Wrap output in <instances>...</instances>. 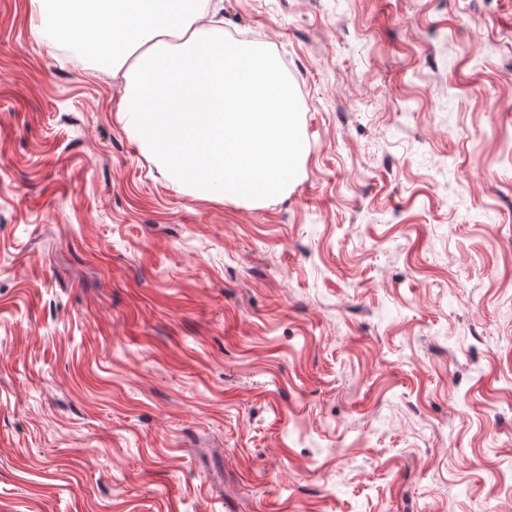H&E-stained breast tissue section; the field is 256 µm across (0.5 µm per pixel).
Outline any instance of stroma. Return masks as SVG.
Here are the masks:
<instances>
[{
  "label": "stroma",
  "mask_w": 512,
  "mask_h": 512,
  "mask_svg": "<svg viewBox=\"0 0 512 512\" xmlns=\"http://www.w3.org/2000/svg\"><path fill=\"white\" fill-rule=\"evenodd\" d=\"M286 194L177 186L0 0V512H512V0H223Z\"/></svg>",
  "instance_id": "1"
}]
</instances>
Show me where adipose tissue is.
<instances>
[{
    "mask_svg": "<svg viewBox=\"0 0 512 512\" xmlns=\"http://www.w3.org/2000/svg\"><path fill=\"white\" fill-rule=\"evenodd\" d=\"M36 30L122 78L133 133L198 194H284L305 142L295 85L277 57L216 30L208 0H32Z\"/></svg>",
    "mask_w": 512,
    "mask_h": 512,
    "instance_id": "1",
    "label": "adipose tissue"
}]
</instances>
